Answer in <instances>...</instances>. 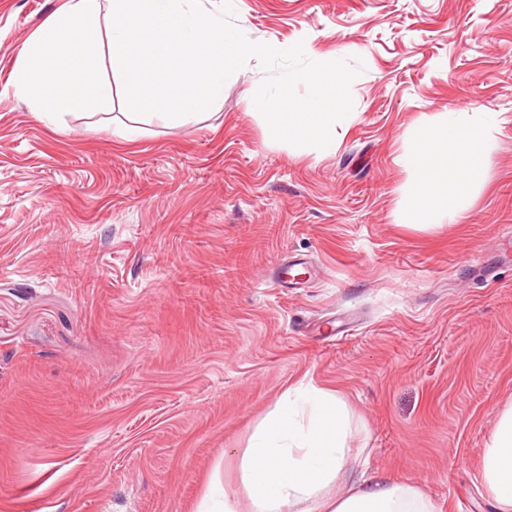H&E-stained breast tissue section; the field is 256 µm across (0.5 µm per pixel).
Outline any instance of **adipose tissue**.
I'll use <instances>...</instances> for the list:
<instances>
[{
	"label": "adipose tissue",
	"mask_w": 512,
	"mask_h": 512,
	"mask_svg": "<svg viewBox=\"0 0 512 512\" xmlns=\"http://www.w3.org/2000/svg\"><path fill=\"white\" fill-rule=\"evenodd\" d=\"M498 115L447 112L437 128L421 127L398 158L413 177L402 213L406 224L457 223L462 201L481 181L479 158ZM352 428L336 393L309 384L286 391L256 429L240 460V490L214 475L199 512H435L432 499L408 483L377 479L341 496L328 495L348 461ZM483 478L501 512H512V407L499 415L483 460Z\"/></svg>",
	"instance_id": "ef3b65f1"
}]
</instances>
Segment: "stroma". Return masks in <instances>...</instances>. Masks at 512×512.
Returning <instances> with one entry per match:
<instances>
[{
	"label": "stroma",
	"instance_id": "obj_1",
	"mask_svg": "<svg viewBox=\"0 0 512 512\" xmlns=\"http://www.w3.org/2000/svg\"><path fill=\"white\" fill-rule=\"evenodd\" d=\"M63 0H0V512H197L299 383L345 402L331 489L385 477L497 512L512 406V0H232L254 42L358 57L319 156L276 141L250 59L203 123L36 120L12 85ZM497 113L458 223L401 224L425 116ZM483 478L500 512L512 510V407L502 411L483 460Z\"/></svg>",
	"mask_w": 512,
	"mask_h": 512
}]
</instances>
